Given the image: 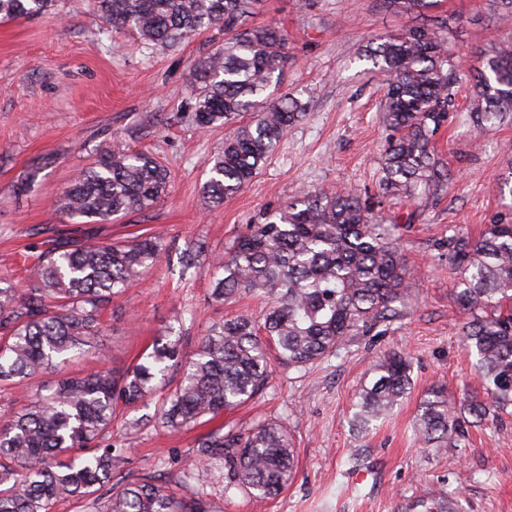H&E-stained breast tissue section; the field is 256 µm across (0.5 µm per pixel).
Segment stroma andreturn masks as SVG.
I'll return each mask as SVG.
<instances>
[{
    "instance_id": "stroma-1",
    "label": "stroma",
    "mask_w": 512,
    "mask_h": 512,
    "mask_svg": "<svg viewBox=\"0 0 512 512\" xmlns=\"http://www.w3.org/2000/svg\"><path fill=\"white\" fill-rule=\"evenodd\" d=\"M434 12L447 17L448 51L462 61L455 106L432 143L454 175L446 189H421L412 198L382 193L391 137L382 112L386 78L360 58L372 40L431 27L430 18L386 10L380 0H264L259 21L276 24L288 38V61L272 93L293 95L307 109L252 183L220 204L204 197L202 185L230 130L200 129L189 113L195 66L223 43L222 30L175 49H148L136 34L105 31L91 0H56L48 13L0 21V275L24 283L33 246L73 229L56 201L74 171L111 150L113 140L151 153L170 172L169 197L90 227L102 241L166 235L158 265L103 316L108 366L126 368L169 327L191 353L213 323L238 313L262 317V298L211 299V261L304 192L350 188L398 227L407 265L403 318L302 371L276 366L261 395L190 430L171 432L151 419L137 421L135 413H116L112 441L126 451L127 480L176 479L194 463L201 435L274 421L295 448L291 483L260 499L225 492L223 474L198 469L196 483L212 512H410L420 496L444 492L460 512H512V407L470 428L461 448L419 446L412 431L430 391L454 411L464 399L486 396L462 344L467 317L454 301L460 273L439 255L449 235L479 236L512 211V192L500 185L512 171V119L481 133L467 113L475 75L492 46L512 43V25L500 24L492 0H439ZM197 242L206 251L195 268L183 270L180 253ZM393 350L411 357V389L375 429L355 434V391Z\"/></svg>"
}]
</instances>
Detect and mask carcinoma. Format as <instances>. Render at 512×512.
Returning a JSON list of instances; mask_svg holds the SVG:
<instances>
[{"mask_svg":"<svg viewBox=\"0 0 512 512\" xmlns=\"http://www.w3.org/2000/svg\"><path fill=\"white\" fill-rule=\"evenodd\" d=\"M394 12H423L436 0H381ZM259 0H97L105 30H129L147 46L172 48L211 28L224 29V45L195 70L192 120L201 129L251 121L224 139L210 160L203 193L214 203L243 190L305 111L298 98L269 99L267 90L288 60L285 35L271 24L249 23ZM53 0H0V20L29 18ZM411 29L371 42L363 59L387 77L386 121L394 132L383 161L384 192L412 195L448 185V169L435 158L432 137L455 100L458 60L439 31ZM470 119L491 128L512 116V45L492 47L469 100ZM170 191L166 167L122 145L77 171L57 201L70 219L106 223L146 211ZM448 264L463 274L455 299L468 315L464 346L474 354L487 398L448 408L437 392L417 409L414 433L425 446L466 440L468 418L481 424L512 406V217L489 225L476 240L448 236ZM161 233L124 242L92 235L51 244L28 267L19 288L0 277V390L44 375L56 376L47 394L0 421V512H53L58 502L84 503L85 512H211L207 493L191 489L195 471L177 481L146 476L116 481L126 464L112 447V414L135 407L181 372L157 406L164 426L188 429L252 400L272 377L270 352L280 364L302 370L342 346L400 317L406 268L393 228L380 224L371 205L348 190L308 193L261 224L250 226L214 260L211 296L218 302L243 294L267 299L263 321L247 314L212 325L187 355L180 337L153 339L131 366L100 367L73 375L64 370L74 353L100 354L102 313L124 290L156 266ZM408 356L388 352L355 396L351 424L359 433L389 414L410 388ZM195 464L227 471L225 491L277 496L297 461L287 432L262 423L243 433L229 429L197 444ZM419 512H455L446 496H423Z\"/></svg>","mask_w":512,"mask_h":512,"instance_id":"carcinoma-1","label":"carcinoma"}]
</instances>
